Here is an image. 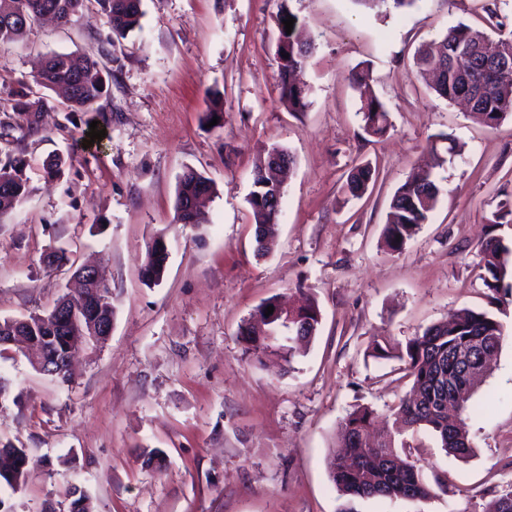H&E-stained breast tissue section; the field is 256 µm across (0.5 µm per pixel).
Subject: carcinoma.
<instances>
[{
  "label": "carcinoma",
  "mask_w": 512,
  "mask_h": 512,
  "mask_svg": "<svg viewBox=\"0 0 512 512\" xmlns=\"http://www.w3.org/2000/svg\"><path fill=\"white\" fill-rule=\"evenodd\" d=\"M94 3L107 19L112 35L123 38L141 27L144 16L142 0H0V43L21 40L34 22L47 14L61 25L71 23L87 4ZM294 13L288 0H282L277 18V51L288 54L278 57L280 99L290 112H305L312 104V89L293 80V74L304 67L315 50L314 41L303 24L295 21L291 33H286L282 20ZM500 56L512 58V36L496 41L483 30L464 22L448 27L439 38L420 46L414 53V66L430 74L440 70L432 89L448 101L467 100L472 103L471 117L493 128L512 118V72L496 69L494 61ZM42 88L59 92L70 113L87 112L106 93L104 68L100 61L87 57L77 60L69 54L52 53L46 56L42 68L34 76ZM12 113L4 114L0 128L18 127L30 136L42 130V113L46 101L29 98V86L19 82L14 93ZM360 119L364 132L382 138L390 126L385 104L373 94L361 95ZM277 154L284 166L291 167L293 157L279 145L263 149L252 172V191L247 202L255 230L257 252L273 251L279 235V215L283 197L282 182L272 167L270 157ZM66 165L64 157L54 155L43 164L50 179L60 176ZM26 157L7 153L0 158V217L11 212L27 194ZM376 172L371 164L354 167L348 174L344 189L353 197L363 196ZM214 191L213 181L194 169L186 170L179 179L175 210L181 224L200 222L197 201ZM439 188L430 172L420 170L395 191L384 230L387 248L400 252L407 240L426 223L438 202ZM507 210L494 215L489 234L476 246L478 266L486 297L494 302L502 291H511L512 249L495 234L503 220L511 215ZM165 257L148 247L141 270L145 285H158L165 274ZM299 317L308 322L301 336L288 335V341L271 345L263 331L276 328L273 322L245 321L239 331L247 355L261 360L268 352L282 354L285 362L294 358V346L309 343L317 333L321 313L317 303L307 300L299 309ZM30 324L18 335L27 340H40L51 335V314L34 313ZM503 337L502 324L489 312L466 310L448 315V320L428 327L403 346L389 351L381 345L375 352L383 358H395L404 364L409 378V395L391 408L392 421L385 422L381 433L373 434L375 412L368 406L354 408L343 419L336 442V460L331 464V477L342 494L351 498H389L426 500L434 495L426 484L421 469L404 460L398 453L399 437L405 432L427 429L450 454L464 459L472 453L466 424L463 419L448 417V407L459 412L467 403L486 369V356L499 350ZM25 450L11 444L0 446V483L13 490L20 487L24 472L19 470Z\"/></svg>",
  "instance_id": "1"
}]
</instances>
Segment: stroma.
I'll return each instance as SVG.
<instances>
[{
    "mask_svg": "<svg viewBox=\"0 0 512 512\" xmlns=\"http://www.w3.org/2000/svg\"><path fill=\"white\" fill-rule=\"evenodd\" d=\"M289 4L315 43L299 78L307 111L281 103L277 17ZM139 30L111 41L89 9L67 25L35 22L0 44V111L18 80L51 53L100 58L101 109L66 121L55 93L43 130L0 136V154L30 162L28 193L0 218V320L50 309L68 268L48 269L51 250L104 269L116 308L112 332L82 352L62 385L14 351L0 355V443L24 449L19 490L0 487L7 512H68L70 489L93 512H487L512 487V295L489 305L474 256L502 203L512 201V118L496 128L438 97L417 74L415 49L449 26L486 28L481 0H418L406 11L355 0H144ZM108 56H101V49ZM389 112L373 141L361 127L352 69ZM221 107L223 119L209 113ZM105 129L89 142L91 122ZM287 149L278 244L255 252L247 197L261 146ZM66 160L49 179L43 161ZM440 156V189L427 223L402 252L383 239L391 198L414 168ZM371 162L360 199L343 185ZM211 178L203 224L176 221L186 168ZM164 237L162 282L141 279L147 246ZM274 295L313 298L321 324L292 362L244 353L239 327ZM491 310L503 326L491 370L463 414L473 452L446 453L425 430L408 454L428 484L423 501L350 499L330 475L338 428L355 406L386 415L407 389L398 346L449 314Z\"/></svg>",
    "mask_w": 512,
    "mask_h": 512,
    "instance_id": "35a3bbf8",
    "label": "stroma"
}]
</instances>
